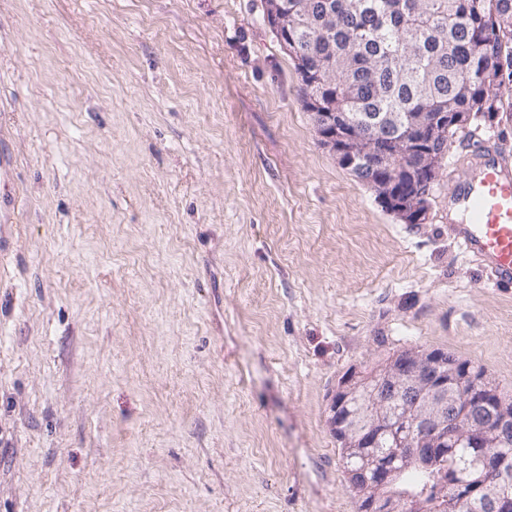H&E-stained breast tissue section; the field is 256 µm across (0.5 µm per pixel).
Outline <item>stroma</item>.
<instances>
[{
  "label": "stroma",
  "instance_id": "35a3bbf8",
  "mask_svg": "<svg viewBox=\"0 0 512 512\" xmlns=\"http://www.w3.org/2000/svg\"><path fill=\"white\" fill-rule=\"evenodd\" d=\"M319 140L260 0H0V512H353L354 366L440 348L512 395V288Z\"/></svg>",
  "mask_w": 512,
  "mask_h": 512
}]
</instances>
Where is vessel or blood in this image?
Returning a JSON list of instances; mask_svg holds the SVG:
<instances>
[{
    "mask_svg": "<svg viewBox=\"0 0 512 512\" xmlns=\"http://www.w3.org/2000/svg\"><path fill=\"white\" fill-rule=\"evenodd\" d=\"M465 156L448 199V231L492 281L512 288V154L489 137Z\"/></svg>",
    "mask_w": 512,
    "mask_h": 512,
    "instance_id": "b4317fda",
    "label": "vessel or blood"
}]
</instances>
